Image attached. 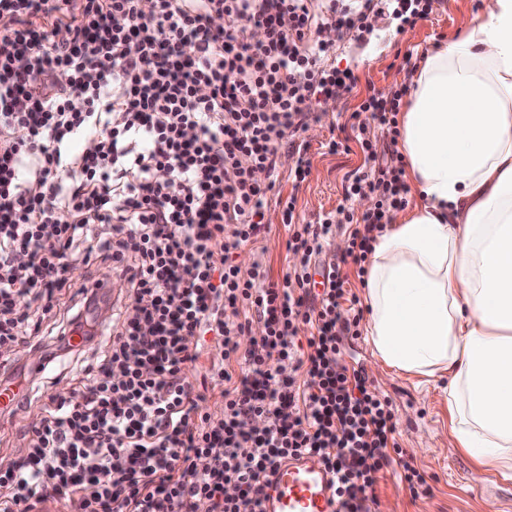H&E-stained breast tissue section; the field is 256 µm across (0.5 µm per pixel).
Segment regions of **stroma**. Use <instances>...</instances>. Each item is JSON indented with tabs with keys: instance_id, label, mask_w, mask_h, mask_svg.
<instances>
[{
	"instance_id": "stroma-1",
	"label": "stroma",
	"mask_w": 512,
	"mask_h": 512,
	"mask_svg": "<svg viewBox=\"0 0 512 512\" xmlns=\"http://www.w3.org/2000/svg\"><path fill=\"white\" fill-rule=\"evenodd\" d=\"M491 2L436 0L427 20L404 29L384 14L379 16L368 40L337 45L336 62L339 67L352 69L357 85L352 92L337 98L335 104L327 105L326 116L304 135L312 170L296 191L300 220H315L319 213L336 210L343 204L345 179L362 164L363 156L356 148L332 155L325 144L340 136L342 126L367 88L379 92L407 81L404 54H411L413 62H420L436 43L456 34L462 16L478 13L480 4ZM268 215L270 227L261 245L244 247L237 261L246 267L256 256H264L273 276L278 277L286 269L288 231L279 211L269 210ZM343 360L360 362L375 386L392 400L397 418L396 439L407 457L431 478L430 495L415 499L393 471H386L375 488L376 512H512V479L495 476L477 486L470 482L472 462L455 448L449 432L447 381L423 386L413 376L379 371L363 336L347 341Z\"/></svg>"
}]
</instances>
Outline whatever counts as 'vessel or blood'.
I'll return each mask as SVG.
<instances>
[{
    "mask_svg": "<svg viewBox=\"0 0 512 512\" xmlns=\"http://www.w3.org/2000/svg\"><path fill=\"white\" fill-rule=\"evenodd\" d=\"M265 512H333L330 478L312 457L285 460L265 490Z\"/></svg>",
    "mask_w": 512,
    "mask_h": 512,
    "instance_id": "vessel-or-blood-1",
    "label": "vessel or blood"
}]
</instances>
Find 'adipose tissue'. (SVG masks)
I'll return each mask as SVG.
<instances>
[{
  "instance_id": "ef3b65f1",
  "label": "adipose tissue",
  "mask_w": 512,
  "mask_h": 512,
  "mask_svg": "<svg viewBox=\"0 0 512 512\" xmlns=\"http://www.w3.org/2000/svg\"><path fill=\"white\" fill-rule=\"evenodd\" d=\"M397 148L418 202L373 245L365 334L381 368L447 377L474 482L512 476V0L421 61Z\"/></svg>"
}]
</instances>
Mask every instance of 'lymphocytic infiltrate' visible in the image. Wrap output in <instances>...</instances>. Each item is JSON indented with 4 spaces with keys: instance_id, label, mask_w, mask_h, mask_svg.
I'll return each instance as SVG.
<instances>
[{
    "instance_id": "obj_1",
    "label": "lymphocytic infiltrate",
    "mask_w": 512,
    "mask_h": 512,
    "mask_svg": "<svg viewBox=\"0 0 512 512\" xmlns=\"http://www.w3.org/2000/svg\"><path fill=\"white\" fill-rule=\"evenodd\" d=\"M370 22V0H0V347L75 364L69 391L39 402L31 371L5 380L21 391L7 413L38 414L0 469V512H262L271 474L302 454L331 474L337 512H372L392 465L413 498L430 494L392 401L341 359L362 317L343 268L365 278L409 203L403 155L376 138L398 139L409 86L367 92L353 141L327 144H358L345 196L371 198L368 212L302 222L280 190V150L300 185L302 134L354 87L332 63L337 41ZM272 202L288 229L279 280L236 261ZM340 229L346 253L325 260ZM80 265L88 280L121 274L107 324L89 319L98 300L78 288ZM209 338L213 362L192 383ZM215 395L220 410H203Z\"/></svg>"
}]
</instances>
